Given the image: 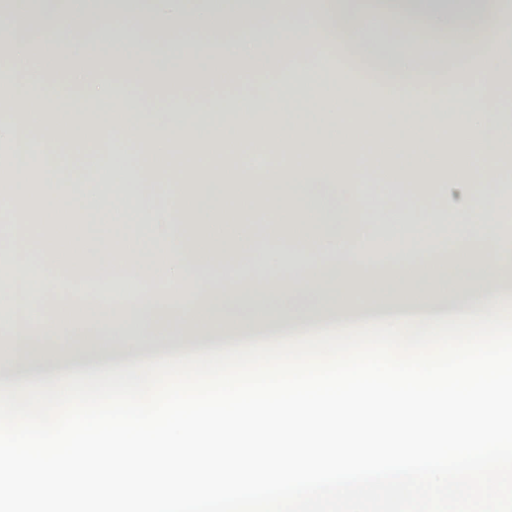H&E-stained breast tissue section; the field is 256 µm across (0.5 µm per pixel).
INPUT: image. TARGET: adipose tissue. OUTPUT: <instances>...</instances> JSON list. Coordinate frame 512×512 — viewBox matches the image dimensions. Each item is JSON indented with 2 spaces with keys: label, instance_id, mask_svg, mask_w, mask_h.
I'll list each match as a JSON object with an SVG mask.
<instances>
[{
  "label": "adipose tissue",
  "instance_id": "adipose-tissue-1",
  "mask_svg": "<svg viewBox=\"0 0 512 512\" xmlns=\"http://www.w3.org/2000/svg\"><path fill=\"white\" fill-rule=\"evenodd\" d=\"M13 0L0 16V84L10 107L0 143L11 150L12 196L79 209L85 230L112 234L124 251L153 252L171 296L158 307V355L179 357L399 317L486 314L512 299V237L499 230V193L512 188V0L474 36L480 0ZM132 25H125V18ZM426 30L442 54L419 59L411 35ZM198 48L187 56L183 34ZM39 46L43 80L24 76ZM239 65L230 94L147 96L213 75V52ZM146 63L127 81L104 77L105 58ZM355 63L375 81L358 98ZM67 107L65 117L56 110ZM124 115L112 122V109ZM111 141L109 154L99 150ZM455 149V172L421 166L414 146ZM38 161L37 178L29 163ZM112 166L89 192L76 168ZM135 172L123 225L114 196ZM255 207L302 218L304 201L333 192L321 231L288 250L262 240L241 255L217 226L242 188ZM454 225L446 236L444 225ZM481 254L467 247L472 238Z\"/></svg>",
  "mask_w": 512,
  "mask_h": 512
}]
</instances>
